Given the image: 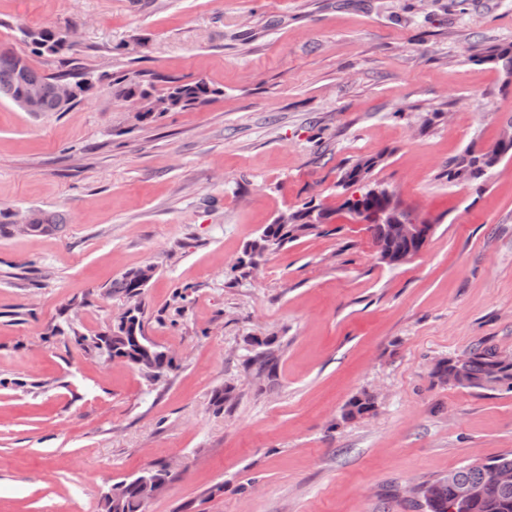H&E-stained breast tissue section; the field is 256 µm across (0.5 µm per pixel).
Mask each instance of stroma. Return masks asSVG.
I'll use <instances>...</instances> for the list:
<instances>
[{"label": "stroma", "instance_id": "stroma-1", "mask_svg": "<svg viewBox=\"0 0 512 512\" xmlns=\"http://www.w3.org/2000/svg\"><path fill=\"white\" fill-rule=\"evenodd\" d=\"M69 22L94 95L0 99V212L64 219L0 232V512H104L148 468L168 478L146 512H417L409 488L512 453V391L432 375L482 341L512 355V157L448 179L512 122V78L483 60L512 44V0H0V45ZM153 72L220 93L139 121L112 78ZM377 154L373 180L433 227L396 268L338 185ZM308 202L328 223L235 270ZM149 264L144 332L173 356L154 384L74 339ZM258 339L272 375L247 364ZM490 155L494 156L497 165L504 158L512 157V149L505 157L501 158L494 148L485 151V149H476L475 145L467 147L462 153L449 162V181L470 183L483 179L486 174L483 172L482 168L491 160ZM486 158L488 160L485 161ZM38 212L39 218L36 224L37 210H30L20 222H16L17 224L7 225L9 232L25 235L36 234L38 224L42 227L39 234H46L59 228L62 222V217L60 215L46 213L40 210ZM139 269L131 270L124 273L120 278L112 281L108 288L109 294H120L128 299H134L141 296L144 293V289L140 288V285L136 283L135 279L131 277V274L135 273Z\"/></svg>", "mask_w": 512, "mask_h": 512}]
</instances>
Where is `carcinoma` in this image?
Here are the masks:
<instances>
[{"mask_svg": "<svg viewBox=\"0 0 512 512\" xmlns=\"http://www.w3.org/2000/svg\"><path fill=\"white\" fill-rule=\"evenodd\" d=\"M21 39L30 48L33 55L58 56L62 62H67L64 55L68 54L73 43L68 41V32L56 29H20ZM486 60L494 62L506 74L512 73V44L499 46L490 51ZM20 58L11 49L0 50V98L15 100L21 92L22 84L36 83L42 89L43 112H58L55 85L62 81L75 80L77 83L87 85V93H92L96 87L97 78L89 71L73 74L63 70L55 75L40 73L30 61L18 66ZM216 90L203 79L190 83H183L178 79L168 80V87L163 93L170 101L169 110H184L190 107L205 104L210 101V96ZM114 94L124 99L135 98L140 104L143 115L152 114L149 98L153 96V85L137 83L124 76L116 80ZM501 161L500 155L495 150L485 151L475 146L466 148L462 153L453 158L448 164V180L470 183L484 178V165L488 158ZM377 157H362L351 165L345 167L340 174L338 185L348 187L362 182L368 178L373 169L378 165ZM328 219V214L319 207L306 203L302 208L288 214V218L282 217L268 224L262 230L260 236L248 243L243 251V256L238 259L236 267L240 269H252L262 263L265 255L272 249L281 247L294 241L302 234L309 233L318 228V225L310 223L313 216ZM110 294H120L128 299H134L144 293V289L131 277V272L124 273L121 277L112 281L108 288ZM127 335L121 328L112 329V354L132 355L133 344H124L123 336ZM260 351L252 358L253 363L259 366V370H271L277 359L275 350L269 348V343L256 341ZM495 347L478 344L464 354V373L460 386L475 390L512 391V382L499 386L490 385L484 380V374L490 365V358ZM370 410L367 394L353 397L346 405L343 418L353 419ZM498 467L512 468V454L501 455L486 461L481 468L471 465L463 466L456 470L459 480L471 483H480L486 480L489 470ZM114 488L120 490L118 503L111 506L109 501H104L105 512H145L143 503L137 497L133 484L123 480L114 484ZM468 512H512V486L509 488L494 487L487 490L481 500L476 502Z\"/></svg>", "mask_w": 512, "mask_h": 512, "instance_id": "cac0c4a2", "label": "carcinoma"}]
</instances>
